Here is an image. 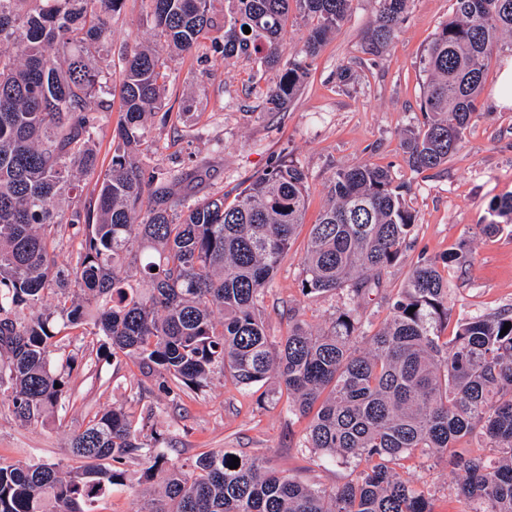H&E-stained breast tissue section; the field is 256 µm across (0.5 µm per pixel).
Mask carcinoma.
Listing matches in <instances>:
<instances>
[{
    "label": "carcinoma",
    "instance_id": "carcinoma-1",
    "mask_svg": "<svg viewBox=\"0 0 512 512\" xmlns=\"http://www.w3.org/2000/svg\"><path fill=\"white\" fill-rule=\"evenodd\" d=\"M123 2L0 0V400L22 425L66 410L75 357L61 341L79 329L112 358L134 360L175 399L218 376L242 389L272 379L288 395L289 414L312 415L304 447L313 462L355 458L367 467L327 490L234 448L170 465L163 433L114 407L73 430L69 448L80 466L0 463V512H95V499L125 487L136 461L167 466L147 512H432L428 493L396 468L415 448L461 475V512H512V314L463 318L451 338L442 336V269L459 260L450 254L413 267L386 299L378 328L365 316L367 291L380 287L415 226L410 183L380 165L336 172L309 233L301 288L310 297L347 287L349 302L328 328L293 318L288 335L275 339L260 307L304 223L306 172L276 160L233 202L211 195L190 203L180 174L141 158L148 116H172L163 52L188 53L207 38L225 57L280 71L265 100L267 112L279 113L352 0H224L220 20L214 0H150L156 40L125 53L122 115L102 171L94 143L102 113L92 104L108 83L95 57ZM407 3L379 0L369 54L391 43ZM293 11L308 33L283 64L281 35ZM506 35L512 0H453V16L421 57L427 120L403 135L410 171L437 169L462 146L486 61ZM92 176L94 200L69 207ZM503 223H512V193L490 201L483 231ZM63 224L79 248L60 264ZM472 436L487 440L497 460L459 451L457 442Z\"/></svg>",
    "mask_w": 512,
    "mask_h": 512
}]
</instances>
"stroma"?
I'll return each instance as SVG.
<instances>
[{
	"mask_svg": "<svg viewBox=\"0 0 512 512\" xmlns=\"http://www.w3.org/2000/svg\"><path fill=\"white\" fill-rule=\"evenodd\" d=\"M377 9V0H352L346 20L323 46L297 97L277 114L265 109L276 71L259 73L253 60L224 57L207 40L192 53L166 56L172 78L168 97L183 118L174 125L153 119L147 157L150 164L181 172L183 196L220 193L233 201L277 158L308 175L305 222L263 300L266 329L275 337L286 334L289 314L323 329L347 304L344 289L302 295L301 257L337 170L363 164L390 167L396 177L409 180L407 200L416 214L414 232L399 260L382 272V286L372 292L367 316L377 322L386 318V297L402 288L420 255L437 258L450 252L464 258L448 269L452 318L512 311V224L491 236L480 231L490 200L512 192V108L500 107L495 99L502 64L512 57V38H503L488 62L479 112L459 151L440 168L417 174L409 171L400 142L405 129L425 120L421 54L451 18L452 0H409L393 43L373 56L365 47ZM153 41L150 0H124L112 17V41L101 65L119 73L127 47ZM346 66L353 79L344 86L337 74ZM82 342L73 335L63 343L76 357L65 412L23 425L0 402V462L69 468L71 432L99 409L122 406L140 413L132 394L141 385L151 390V421L165 432L169 461L184 463L209 450L235 448L283 476L329 490L364 468L357 460L311 464L300 446L308 421L288 416L284 401L272 394V383L241 390L218 377L206 391H189L174 400L154 392L153 380L133 361L112 358L105 350L86 356ZM401 469L429 492L433 512H458L459 484L447 464L415 451L402 459ZM144 471V465H131L127 486L101 496L97 512H140L164 476L155 470L147 482Z\"/></svg>",
	"mask_w": 512,
	"mask_h": 512,
	"instance_id": "stroma-1",
	"label": "stroma"
}]
</instances>
